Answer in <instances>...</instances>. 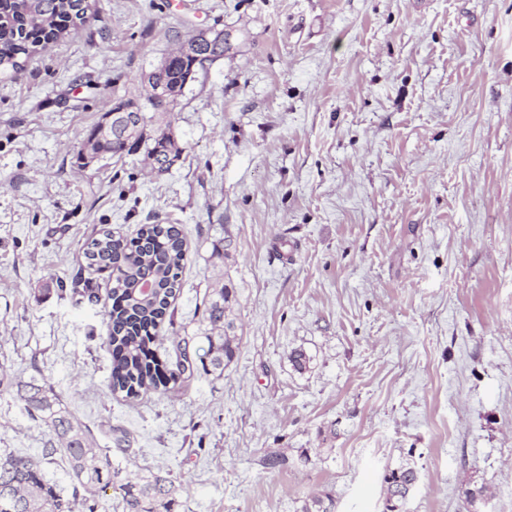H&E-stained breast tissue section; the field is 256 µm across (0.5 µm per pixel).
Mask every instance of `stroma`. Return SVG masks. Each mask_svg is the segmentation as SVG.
<instances>
[{
  "mask_svg": "<svg viewBox=\"0 0 512 512\" xmlns=\"http://www.w3.org/2000/svg\"><path fill=\"white\" fill-rule=\"evenodd\" d=\"M224 57L172 112L182 157L77 153L113 101L203 30ZM174 224L188 246L157 352L208 350L197 307L232 291L222 377L129 399L109 388L100 231ZM92 281L100 300L45 291ZM306 363L296 366L293 357ZM47 384L127 471L171 473L179 512H512V0H99L0 72V455L48 428L13 387ZM284 455L266 469L262 457ZM386 484V498L383 512H400L403 502L410 493L409 488L413 487V482L417 481V472L410 467H397L389 469L383 476ZM399 495L400 497L394 498Z\"/></svg>",
  "mask_w": 512,
  "mask_h": 512,
  "instance_id": "stroma-1",
  "label": "stroma"
}]
</instances>
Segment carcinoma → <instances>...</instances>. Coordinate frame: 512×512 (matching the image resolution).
I'll return each mask as SVG.
<instances>
[{
  "label": "carcinoma",
  "mask_w": 512,
  "mask_h": 512,
  "mask_svg": "<svg viewBox=\"0 0 512 512\" xmlns=\"http://www.w3.org/2000/svg\"><path fill=\"white\" fill-rule=\"evenodd\" d=\"M95 7L93 0H0V71H16L50 41H59ZM192 58L170 56L164 73L157 76L164 88L183 91L187 80L195 79ZM85 146L99 154L133 155L146 149L156 175L169 173L182 149L166 130L154 127L145 112H130L111 127L94 128ZM88 266L109 272L112 287L108 297L110 333L107 345L112 351L110 389L134 398L142 392L160 395L171 392L190 368L187 347H178L176 369L156 368L157 354L150 349L156 341L164 318L175 323L171 304L181 290L180 275L186 260V244L175 224H143L136 236H116L101 231L83 252ZM152 283V294L143 296L138 288ZM60 289L69 287L98 301L91 283L79 277L71 282L56 281ZM231 291L221 288L204 302L202 321L211 354L202 364L207 374L224 373L238 349L237 337L230 334L233 319L228 309ZM31 418L44 423L52 438L63 444L71 495L65 496L45 478L41 460L28 454L9 452L0 456V512H73V503L81 500L85 512H179L177 487L172 478L150 469L129 473L121 461L112 457V449L98 447L94 437L62 407L52 388L27 383L17 389ZM386 498L383 512H400L417 481L410 467L389 469L383 476ZM118 491L116 502L103 503L107 489ZM301 512H335L334 499L327 494L316 497Z\"/></svg>",
  "instance_id": "cac0c4a2"
}]
</instances>
